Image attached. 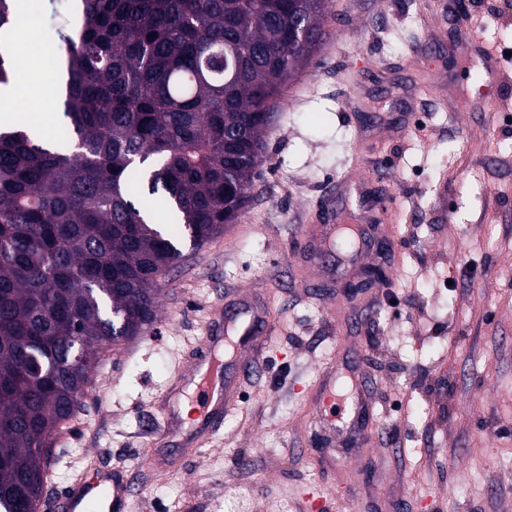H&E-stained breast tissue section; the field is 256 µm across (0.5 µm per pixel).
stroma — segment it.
Returning a JSON list of instances; mask_svg holds the SVG:
<instances>
[{"label":"stroma","instance_id":"stroma-1","mask_svg":"<svg viewBox=\"0 0 512 512\" xmlns=\"http://www.w3.org/2000/svg\"><path fill=\"white\" fill-rule=\"evenodd\" d=\"M74 0H25L27 88L15 127L34 114L61 140L54 74L42 49ZM512 55V0H330L322 41L266 128L262 174L235 223L158 282L157 319L103 347L74 418L54 435L55 495L90 459L133 472L132 512H512V58L490 89L496 118L473 107L477 56L461 17ZM337 222L393 212L377 247L314 264L326 194ZM372 277L350 295L346 283ZM234 291L267 297L278 333L264 371L241 380L222 427L197 453L155 448L154 422L185 395L183 373L214 308ZM369 384L373 423L356 449L336 424L335 458L306 395L326 364ZM155 448L158 466L141 464Z\"/></svg>","mask_w":512,"mask_h":512}]
</instances>
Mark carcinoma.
<instances>
[{"label":"carcinoma","instance_id":"carcinoma-1","mask_svg":"<svg viewBox=\"0 0 512 512\" xmlns=\"http://www.w3.org/2000/svg\"><path fill=\"white\" fill-rule=\"evenodd\" d=\"M47 42L66 153L0 129V512H38L48 440L159 278L234 223L329 0H76ZM17 0H0V85Z\"/></svg>","mask_w":512,"mask_h":512}]
</instances>
